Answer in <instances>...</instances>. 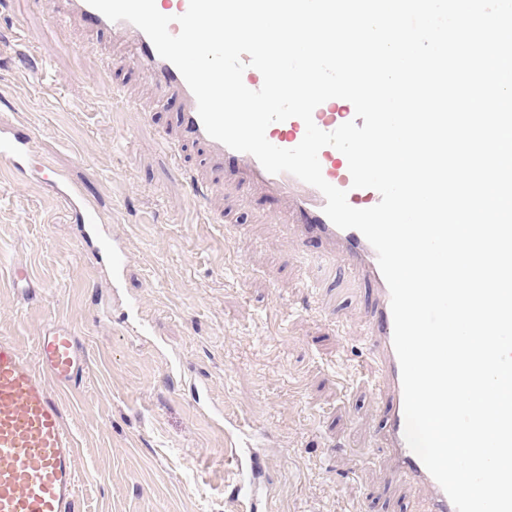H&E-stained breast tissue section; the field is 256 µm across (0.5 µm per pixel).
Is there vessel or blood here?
Returning <instances> with one entry per match:
<instances>
[{
  "label": "vessel or blood",
  "instance_id": "b4317fda",
  "mask_svg": "<svg viewBox=\"0 0 512 512\" xmlns=\"http://www.w3.org/2000/svg\"><path fill=\"white\" fill-rule=\"evenodd\" d=\"M51 8L60 20L76 17L91 23L95 29L120 34L129 47V63L152 78L166 96L180 99L182 109L176 116L178 144L201 149L204 159L223 160L225 177L259 184L287 199L290 211L282 221L293 224L297 244H305L310 236L320 239L327 255L373 284L376 302L368 320L369 353L381 379L377 388L380 447L390 460L395 478L427 491L425 512H455L443 488L405 440L401 368L393 345L390 291L377 254L363 234L336 227L324 212V195L315 187L288 173L270 174L253 155L232 150L212 139L198 115L196 98L180 71L158 54L150 38L139 28L126 21L108 20L87 0H52ZM354 117V110L336 111L331 99L313 112L316 126L326 132ZM304 133L303 121L290 118L272 123L266 137L273 145L288 149L297 146ZM30 152L29 134L7 127L0 129V159L13 163L28 157ZM319 161L325 180L345 190L352 207L365 209L379 202L376 190L353 187L348 161L339 150L324 147ZM45 185L57 190L72 208L82 239L90 240L100 223L96 209L82 203L79 190L60 188L58 178L46 180ZM99 251L111 267L113 278H120L127 259L121 241H102ZM87 369V359L69 326H47L31 357L13 339L0 336V512H74L80 482L76 463L78 441L66 423L63 404L55 390L79 386ZM234 471L236 498L247 512H259L263 491L257 464L247 465L239 460Z\"/></svg>",
  "mask_w": 512,
  "mask_h": 512
}]
</instances>
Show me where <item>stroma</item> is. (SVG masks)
I'll list each match as a JSON object with an SVG mask.
<instances>
[{
	"label": "stroma",
	"instance_id": "35a3bbf8",
	"mask_svg": "<svg viewBox=\"0 0 512 512\" xmlns=\"http://www.w3.org/2000/svg\"><path fill=\"white\" fill-rule=\"evenodd\" d=\"M83 52H74V45ZM119 37L59 24L35 0H0V125L31 134L26 176L0 161V336L32 353L50 323L73 329L90 366L65 414L84 479L74 512H241L236 427L267 433L268 512H415L377 447L375 366L362 348L373 290L315 265L280 222L287 203L224 179L183 148L211 192L192 200L162 141L176 100L116 66ZM84 189L126 242L120 292L44 188ZM24 264L28 297L9 268Z\"/></svg>",
	"mask_w": 512,
	"mask_h": 512
}]
</instances>
